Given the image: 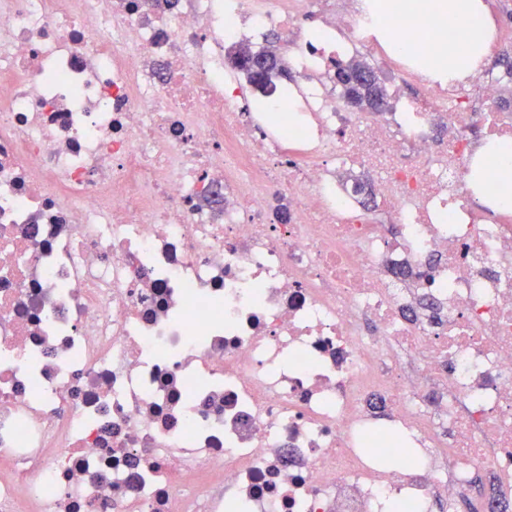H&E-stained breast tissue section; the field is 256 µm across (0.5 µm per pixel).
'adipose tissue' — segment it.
<instances>
[{"label": "adipose tissue", "mask_w": 512, "mask_h": 512, "mask_svg": "<svg viewBox=\"0 0 512 512\" xmlns=\"http://www.w3.org/2000/svg\"><path fill=\"white\" fill-rule=\"evenodd\" d=\"M428 9L429 26L409 36L410 43L422 47L425 66L452 81L478 69L495 41L496 27L486 0H430ZM442 28L455 34L454 42L433 41V31ZM492 173L512 181V142H491L479 148L467 175L476 200L498 211L503 207L502 199L485 190Z\"/></svg>", "instance_id": "ef3b65f1"}]
</instances>
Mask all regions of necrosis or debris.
I'll return each instance as SVG.
<instances>
[{
    "mask_svg": "<svg viewBox=\"0 0 512 512\" xmlns=\"http://www.w3.org/2000/svg\"><path fill=\"white\" fill-rule=\"evenodd\" d=\"M366 3L0 0V512H456L479 468L512 512V219L465 179L512 75ZM273 30L293 112L229 62ZM364 48L393 110L336 87ZM387 0H375L373 7L376 9L378 23L376 30L382 42L390 44L392 47L401 43L402 37H394L389 23V16L386 12Z\"/></svg>",
    "mask_w": 512,
    "mask_h": 512,
    "instance_id": "4bbe7bcc",
    "label": "necrosis or debris"
}]
</instances>
